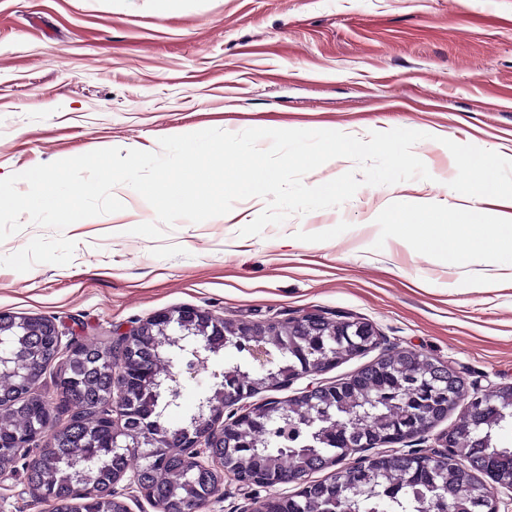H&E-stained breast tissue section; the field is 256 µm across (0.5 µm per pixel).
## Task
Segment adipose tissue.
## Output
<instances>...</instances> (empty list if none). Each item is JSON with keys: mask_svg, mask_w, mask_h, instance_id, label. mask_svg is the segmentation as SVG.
<instances>
[{"mask_svg": "<svg viewBox=\"0 0 512 512\" xmlns=\"http://www.w3.org/2000/svg\"><path fill=\"white\" fill-rule=\"evenodd\" d=\"M398 222L400 236H407V227L416 223L425 226L426 231L422 241L429 252L444 259L449 266L458 267L463 265L466 255L457 246L460 237H468L469 249L483 252L490 260H497L499 256H512V225L507 221H500L492 238L472 237V214L471 212H459L454 227L440 225L438 229H431V215L426 211H414L409 204H402L395 216ZM468 249V250H469Z\"/></svg>", "mask_w": 512, "mask_h": 512, "instance_id": "ef3b65f1", "label": "adipose tissue"}]
</instances>
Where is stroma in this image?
I'll return each instance as SVG.
<instances>
[{
  "mask_svg": "<svg viewBox=\"0 0 512 512\" xmlns=\"http://www.w3.org/2000/svg\"><path fill=\"white\" fill-rule=\"evenodd\" d=\"M218 128L333 130L360 139L405 128L431 180L359 188L336 208L290 216L259 236L264 208L178 222L162 239L133 189L123 211L81 220L65 266H0V311L53 320L68 345H104L162 310L190 306L241 320L305 312L369 321L388 349L449 361L470 390L512 385V264L478 252L448 267L391 223L404 202L454 223L473 208L483 231L512 215L496 198L455 196L445 140L512 155V0H0V178L97 149L159 151L160 138ZM495 275L497 288L472 280ZM209 358L169 406L193 412ZM292 484H223L203 512H258ZM0 512H50L22 477L0 473Z\"/></svg>",
  "mask_w": 512,
  "mask_h": 512,
  "instance_id": "stroma-1",
  "label": "stroma"
}]
</instances>
